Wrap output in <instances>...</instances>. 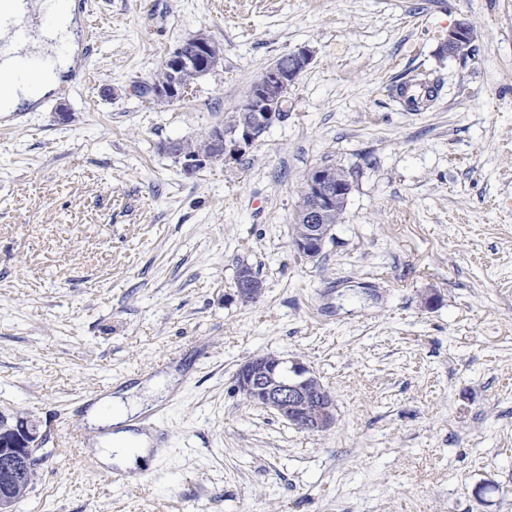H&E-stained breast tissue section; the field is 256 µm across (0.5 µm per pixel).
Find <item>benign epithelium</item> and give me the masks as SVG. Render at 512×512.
<instances>
[{
	"label": "benign epithelium",
	"instance_id": "obj_1",
	"mask_svg": "<svg viewBox=\"0 0 512 512\" xmlns=\"http://www.w3.org/2000/svg\"><path fill=\"white\" fill-rule=\"evenodd\" d=\"M475 34L466 22L448 32L443 51L454 56L469 53ZM292 65L284 70L272 63L252 84L241 107L227 117L224 125L204 136L208 144L219 145L214 153L192 149L183 140L170 141L164 149L174 153L187 173L206 162L223 158L255 144L283 119L284 101L297 77L312 61V51L300 48L291 53ZM223 64V52L207 33L199 32L183 41L164 61V78L155 84L153 99L170 104L184 99L197 79ZM349 177H336V167L326 165L312 170L306 180L297 210L299 231L292 237L293 247L304 257L317 258L331 238L332 218L338 202L350 194ZM236 295L255 301L262 283L250 267H239ZM237 391L246 400L274 411L279 417L308 433H325L336 426V404L330 390L308 367L273 355H259L240 366L235 376ZM41 433L34 421L0 411V512H13L16 493L26 477L36 469Z\"/></svg>",
	"mask_w": 512,
	"mask_h": 512
}]
</instances>
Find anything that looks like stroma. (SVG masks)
Segmentation results:
<instances>
[{
  "label": "stroma",
  "instance_id": "stroma-1",
  "mask_svg": "<svg viewBox=\"0 0 512 512\" xmlns=\"http://www.w3.org/2000/svg\"><path fill=\"white\" fill-rule=\"evenodd\" d=\"M55 90L0 112V411L40 424L15 512H512V0H75ZM475 33L459 58L442 43ZM207 31L224 62L166 105L137 88ZM307 47L288 114L194 173L165 151L222 125ZM429 80L417 111L397 85ZM70 120H62L59 108ZM352 171L313 260L312 168ZM262 282L235 294L240 263ZM433 305H425L427 294ZM281 355L336 400L298 430L235 389ZM174 385L152 470L113 485L90 396ZM474 39L475 34L472 26L466 22L459 23L448 32V39L444 43L443 51L454 56L463 55L465 57L472 48Z\"/></svg>",
  "mask_w": 512,
  "mask_h": 512
}]
</instances>
